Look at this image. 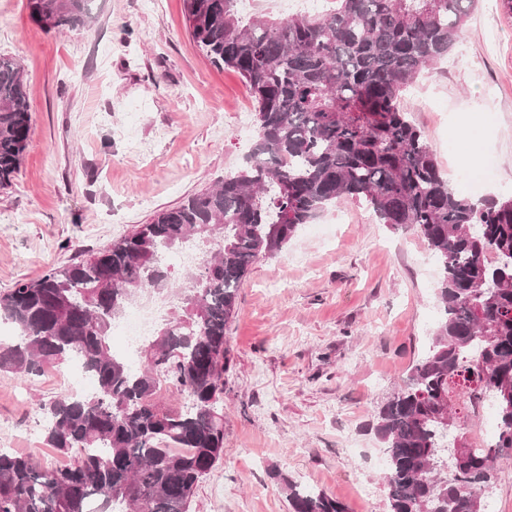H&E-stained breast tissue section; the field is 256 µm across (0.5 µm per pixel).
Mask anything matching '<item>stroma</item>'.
<instances>
[{
	"mask_svg": "<svg viewBox=\"0 0 512 512\" xmlns=\"http://www.w3.org/2000/svg\"><path fill=\"white\" fill-rule=\"evenodd\" d=\"M84 27L35 23L27 0H0V55L19 61L30 141L0 188V295L86 258L160 210L240 169L255 139L240 75L193 41L183 0H95ZM444 177L463 189L489 157L486 189L512 197V7L478 0L447 58L404 91ZM440 277L413 227L378 223L343 200L254 263L226 336L224 454L190 512H289L284 481L348 512H389L386 458L370 429L439 320ZM70 359L35 375L0 371V450L39 464L43 404L86 382ZM372 500L358 498V483Z\"/></svg>",
	"mask_w": 512,
	"mask_h": 512,
	"instance_id": "obj_1",
	"label": "stroma"
}]
</instances>
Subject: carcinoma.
Wrapping results in <instances>:
<instances>
[{
	"label": "carcinoma",
	"mask_w": 512,
	"mask_h": 512,
	"mask_svg": "<svg viewBox=\"0 0 512 512\" xmlns=\"http://www.w3.org/2000/svg\"><path fill=\"white\" fill-rule=\"evenodd\" d=\"M475 0H335L324 11L243 20L239 0H184L197 46L242 77L257 139L246 165L214 188L159 211L108 247L0 295L19 342L0 370L36 374L77 358L91 395L43 406L45 445L70 458L37 465L0 450V512H188L224 452L226 339L250 267L273 257L340 200L380 223L412 226L441 269L440 320L408 381L378 408L389 512H484L495 461L512 455V197L448 185L421 131L399 108L406 88L448 56ZM94 0H27L42 27L85 26ZM24 74L0 57V187L28 146ZM213 245L189 269L191 294L135 368L116 355L114 321L138 296L172 290L161 255ZM171 382L191 405L159 403ZM491 398L500 418L485 447L454 434L461 403ZM291 512H347L322 491L285 481Z\"/></svg>",
	"instance_id": "obj_1"
}]
</instances>
